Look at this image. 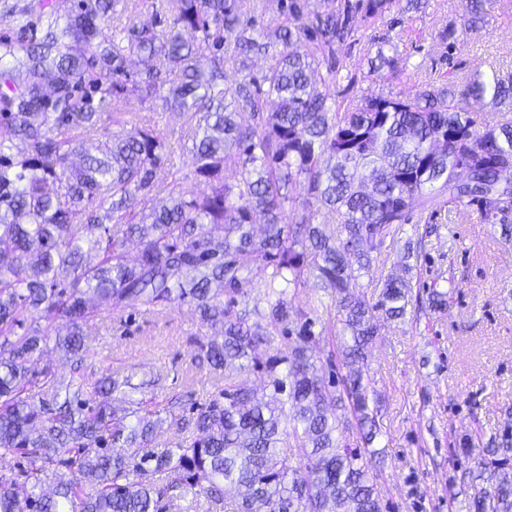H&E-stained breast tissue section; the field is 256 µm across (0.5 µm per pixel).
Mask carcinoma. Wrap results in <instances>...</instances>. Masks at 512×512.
Segmentation results:
<instances>
[{"label": "carcinoma", "instance_id": "obj_1", "mask_svg": "<svg viewBox=\"0 0 512 512\" xmlns=\"http://www.w3.org/2000/svg\"><path fill=\"white\" fill-rule=\"evenodd\" d=\"M387 0H330L308 20L302 0H261L288 26L259 30L241 0H167V30L128 15V0H3L0 18V512H382L350 425L376 439L367 352L383 321L405 317L413 270L360 290L415 209L453 205L512 232V77L479 72L413 99L336 108V45L351 19ZM487 0H462L464 30ZM270 60L256 75L255 56ZM241 77L224 84L226 57ZM147 62L130 79L133 58ZM388 36L373 71L398 70ZM160 99L184 119L177 141L125 120L91 134L115 100ZM500 109L494 117L480 112ZM191 142L198 193H154L158 168ZM22 150L13 152L16 143ZM232 169L236 180L224 181ZM303 188L301 196L291 188ZM263 224H253V217ZM336 229L326 231V227ZM432 226L408 242L420 262ZM140 254L130 261L126 244ZM314 277L330 289L350 343L315 356L322 326L296 305ZM264 288L265 306L249 285ZM193 307L211 334L200 358L220 385L202 403L148 408L162 375L108 373L87 392L45 360L81 371L86 326L104 311ZM448 309L430 287L415 311ZM68 323L66 333L55 323ZM257 373L261 385L244 375ZM348 414L336 415V403ZM175 428L182 440L156 444ZM467 472L471 512H512V433ZM11 459L18 473H3ZM235 496L226 495V486Z\"/></svg>", "mask_w": 512, "mask_h": 512}]
</instances>
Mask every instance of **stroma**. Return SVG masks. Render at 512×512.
Segmentation results:
<instances>
[{"instance_id":"35a3bbf8","label":"stroma","mask_w":512,"mask_h":512,"mask_svg":"<svg viewBox=\"0 0 512 512\" xmlns=\"http://www.w3.org/2000/svg\"><path fill=\"white\" fill-rule=\"evenodd\" d=\"M485 24L447 49L440 35L462 25L459 0H429L422 13L392 5L374 18L357 17L354 37L336 48V100L356 105L377 96L412 98L430 84L462 81L475 71L512 72V0H489ZM396 39L400 69L393 76L370 74L368 60L382 37ZM147 112L157 129L179 137L182 120L161 100L143 105L120 98L113 115ZM439 226L427 238L428 255L418 275L423 284L450 287L441 315L408 313L401 322L382 323L368 355V374L380 402L374 413L378 435L366 462L376 474L385 512H467L471 490L461 479L472 459L454 455L458 440L480 434L482 441L512 430V241L496 224L465 215L414 211L383 254L361 279L375 287L400 264L414 229ZM192 308H156L128 316L104 313L86 334L95 355L81 372L85 388L109 372L138 377L167 374L152 397L165 406L176 394L205 398L216 380L198 357L205 337Z\"/></svg>"}]
</instances>
